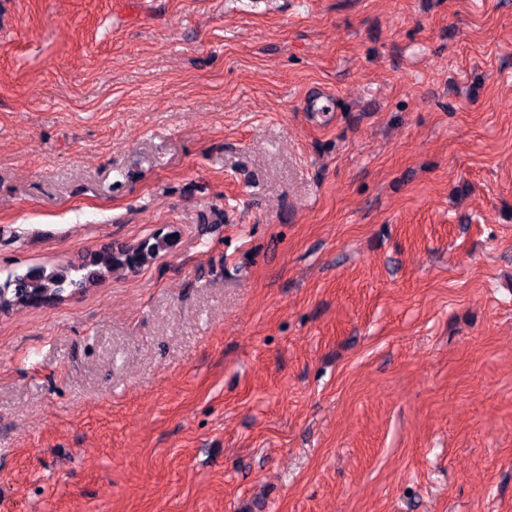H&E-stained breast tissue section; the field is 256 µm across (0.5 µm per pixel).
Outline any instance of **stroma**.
<instances>
[{"label": "stroma", "mask_w": 512, "mask_h": 512, "mask_svg": "<svg viewBox=\"0 0 512 512\" xmlns=\"http://www.w3.org/2000/svg\"><path fill=\"white\" fill-rule=\"evenodd\" d=\"M169 232L0 317V512H512V0H0V278Z\"/></svg>", "instance_id": "stroma-1"}]
</instances>
